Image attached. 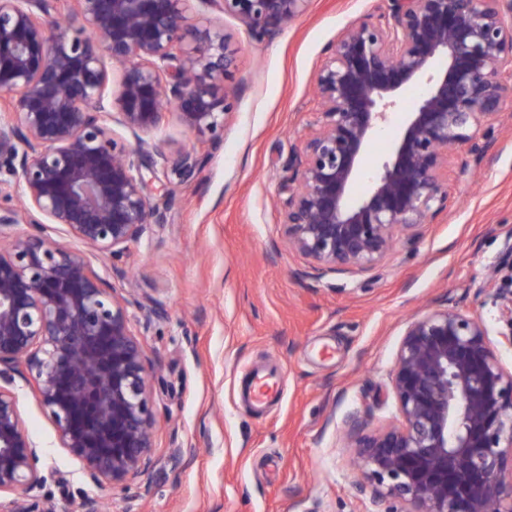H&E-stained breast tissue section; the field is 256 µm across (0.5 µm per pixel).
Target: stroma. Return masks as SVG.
Returning a JSON list of instances; mask_svg holds the SVG:
<instances>
[{
  "label": "stroma",
  "mask_w": 512,
  "mask_h": 512,
  "mask_svg": "<svg viewBox=\"0 0 512 512\" xmlns=\"http://www.w3.org/2000/svg\"><path fill=\"white\" fill-rule=\"evenodd\" d=\"M197 30L221 28L234 52L227 77L240 94L223 141L197 178L168 191L167 222L126 250L131 281L161 309L141 341L153 383L158 461L138 512H370L341 442L343 421L369 409L370 427L394 422L389 372L408 319L450 298L479 315L491 336L506 331L477 288L500 269L512 239V99L504 100L493 153H459L448 173V208L413 241H399L373 270L306 275L289 249L276 207L288 161L316 118V73L349 24L378 21L388 0H312L307 13L264 39L208 0H189ZM148 151L173 152L195 137L175 110L142 134ZM273 370L278 394L246 389ZM14 388L25 425L52 471L44 495L60 497L56 473L72 474L68 512L88 486L58 448L56 428L31 384ZM195 449L172 468L168 449Z\"/></svg>",
  "instance_id": "1"
}]
</instances>
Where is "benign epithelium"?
Masks as SVG:
<instances>
[{
    "mask_svg": "<svg viewBox=\"0 0 512 512\" xmlns=\"http://www.w3.org/2000/svg\"><path fill=\"white\" fill-rule=\"evenodd\" d=\"M0 0V167L19 176L22 210L0 208V512H65L41 494L45 454L29 435L13 377L33 384L82 481L133 502L154 474L151 363L134 333L160 317L110 282L128 245L166 221L155 184L193 181L215 150L239 88L223 31L186 39V0ZM256 38L310 0H207ZM384 22L349 25L316 73L318 118L279 191L289 247L316 275L368 272L448 207L451 153L482 158L512 97V0H388ZM419 90L377 163L378 133ZM199 143L152 154L134 137L159 127L162 99ZM363 192H358L359 184ZM19 224L28 228L14 230ZM56 224L104 260L96 271ZM512 316V291L482 288ZM389 387L396 422L346 416L354 489L382 512H512V369L485 322L451 299L406 322ZM192 448L168 449L185 466Z\"/></svg>",
    "mask_w": 512,
    "mask_h": 512,
    "instance_id": "obj_1",
    "label": "benign epithelium"
}]
</instances>
